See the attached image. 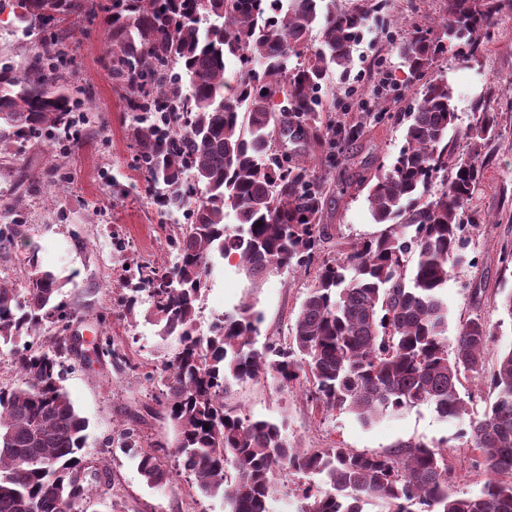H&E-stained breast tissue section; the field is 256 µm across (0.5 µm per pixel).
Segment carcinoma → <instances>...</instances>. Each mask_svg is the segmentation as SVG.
Wrapping results in <instances>:
<instances>
[{
	"label": "carcinoma",
	"instance_id": "1",
	"mask_svg": "<svg viewBox=\"0 0 512 512\" xmlns=\"http://www.w3.org/2000/svg\"><path fill=\"white\" fill-rule=\"evenodd\" d=\"M110 0L108 68L132 117L134 169L159 213L183 211L166 235L172 265L132 259L117 307L135 314L150 302L162 339L178 338L160 372L157 402L175 429L177 467L142 446L134 427L117 431L120 447L139 458L147 485L164 490L185 473L201 494L220 495L226 512H269L283 472L319 479L302 489L299 512H362L367 498L388 512H512V346L497 361L495 397L482 416L469 414L462 379L480 377L495 339L476 317L448 339L443 290L464 253L468 205L482 185V151L496 136L493 112H480L448 138L458 119L447 78L422 85L408 112L369 107L345 121L323 99L330 73L350 69L369 14L387 0ZM445 15L416 23L400 50L408 74L423 77L451 47L475 54L491 36L501 0H444ZM94 0H0V14L46 32L23 66L0 64V155L42 133L75 142L74 73L65 63L68 35L59 23ZM321 32V47L309 34ZM238 68L226 76V61ZM396 121L405 143L389 165L336 184L302 155L284 160L279 128L336 167L343 147L372 125ZM439 188L431 190L433 183ZM367 191L384 233L361 241L330 239L321 224L327 201ZM233 212L237 228L225 224ZM27 235L0 224V253ZM234 253L251 285L284 268L314 274L288 335L255 347L260 314L244 303L218 320L209 336L193 329L214 253ZM26 287L0 280V350L12 356L16 383L0 385V512H85L102 503L126 512L110 471L82 453L87 428L62 385L73 327L82 323L58 301L63 283L25 258ZM95 354L126 362L110 336ZM268 377L307 384L311 400L369 424L427 406L443 421L468 423L461 436L489 477L475 493L448 485L443 444L406 442L386 454L347 448H297L281 427L253 420L224 402L232 383Z\"/></svg>",
	"mask_w": 512,
	"mask_h": 512
}]
</instances>
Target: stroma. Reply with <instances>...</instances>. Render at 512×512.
Instances as JSON below:
<instances>
[{
	"label": "stroma",
	"mask_w": 512,
	"mask_h": 512,
	"mask_svg": "<svg viewBox=\"0 0 512 512\" xmlns=\"http://www.w3.org/2000/svg\"><path fill=\"white\" fill-rule=\"evenodd\" d=\"M389 2L384 19L368 20L351 75L336 71L329 77L327 100L346 116L361 110L360 99L345 94L351 82L364 90V98L382 100L391 112L407 111L419 98L421 83L407 80L399 65L400 49L408 38L409 23L439 21L443 4L441 0L426 5L420 0ZM64 25L72 31L67 42L71 68L79 83L91 89L102 120L81 126L82 144L75 148L47 151L30 142L14 145L10 167L0 168V224L10 223L15 211H23L28 242L0 256V277L20 281L23 258L30 249H37L41 264L63 283L60 301L85 324H97V317H104L101 331L124 349L129 363L121 368L106 360L88 370L78 359H68L62 384L88 422L84 448L88 459L108 464L124 489L129 512H224L222 497L202 496L185 480L163 491L149 488L136 460L111 441L115 427L132 424L145 446L162 447L168 462L176 460L171 420L156 401L162 385L147 384L144 375L159 367L178 341L160 339L146 316V306L137 307L128 318L119 316L115 306L126 276L125 256L161 263L173 261L174 255L167 247L157 209L132 167L136 147L125 102L107 70L109 41L103 19L72 16ZM39 48L37 34L22 33L11 17L0 15V60L17 63ZM380 59L385 60L393 82L381 95L375 92L374 72ZM431 73L446 77L453 88L458 130H465L480 110L498 117V135L483 151L484 183L471 205L476 225L467 235L469 261L455 269L443 291L449 334H456L461 322L478 316L495 335L484 355V373L474 384L472 411L479 415L494 400L492 373L502 350L512 344V320L495 306L499 289L512 287V268L504 269L498 260L501 243L512 241V0H503L492 36L476 55L448 52ZM403 134L395 124L371 127L330 171V180L337 182L355 171L390 163L403 144ZM51 166L69 181L63 194L52 191L46 176ZM117 186L122 194H114ZM322 222L331 236L326 245L331 253L336 240L356 241L383 230L371 216L365 193L356 191L332 197ZM78 238L83 248L75 247ZM311 284L310 275L286 269L259 288H250L230 256L218 260L195 321L208 327L212 319L246 301L263 317L257 343L283 337ZM478 286L485 294L477 303L472 290ZM225 402L240 414L282 424L286 437L301 448L340 446L383 454L404 442L443 441L451 488L473 492L487 477L478 452L459 438L458 423L440 420L425 406L364 426L350 414L313 406L305 387H281L271 378L233 385Z\"/></svg>",
	"instance_id": "35a3bbf8"
}]
</instances>
